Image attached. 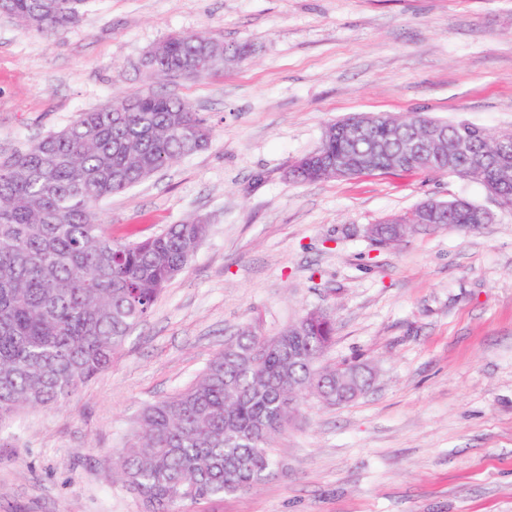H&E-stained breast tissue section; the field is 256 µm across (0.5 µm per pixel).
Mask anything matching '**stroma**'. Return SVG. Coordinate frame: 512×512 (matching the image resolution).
<instances>
[{"label":"stroma","mask_w":512,"mask_h":512,"mask_svg":"<svg viewBox=\"0 0 512 512\" xmlns=\"http://www.w3.org/2000/svg\"><path fill=\"white\" fill-rule=\"evenodd\" d=\"M180 32L249 57L152 77L147 53ZM145 93L191 102L214 135L99 218L124 242L195 219L209 234L108 369L0 425V512H142L112 479L142 408L242 328L272 337L319 308L336 321L324 363L367 364L369 390L307 397L271 476L181 512H512V211L448 173L287 176L358 113L512 128V0H88L56 40L0 16V156ZM430 198L495 220L373 244L370 225Z\"/></svg>","instance_id":"1"}]
</instances>
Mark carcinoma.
I'll return each mask as SVG.
<instances>
[{"label":"carcinoma","mask_w":512,"mask_h":512,"mask_svg":"<svg viewBox=\"0 0 512 512\" xmlns=\"http://www.w3.org/2000/svg\"><path fill=\"white\" fill-rule=\"evenodd\" d=\"M86 0H0V15L46 37L74 30ZM243 62L245 45L203 33L168 36L148 56L158 70L202 77L224 68V51ZM420 112L384 124L350 144L325 136L318 152L331 158L377 151L371 172L417 170L406 153ZM485 152L489 134L448 124L453 168L469 179L471 154L454 151L456 136ZM212 129L187 101L145 94L85 111L64 130L0 159V422L29 408L49 409L112 363L113 355L151 312L164 288L207 236L199 220L171 224L136 242L112 239L97 205L158 170L203 149ZM472 203L459 200L444 223H471ZM389 242L405 224H380ZM336 335L330 314L307 313L272 338L254 327L238 331L183 389L148 404L134 442L119 456L114 481L137 494L143 512L249 490L268 477L270 445L302 399L331 404L354 399L345 376L363 380L360 364L339 374L320 359Z\"/></svg>","instance_id":"carcinoma-1"}]
</instances>
